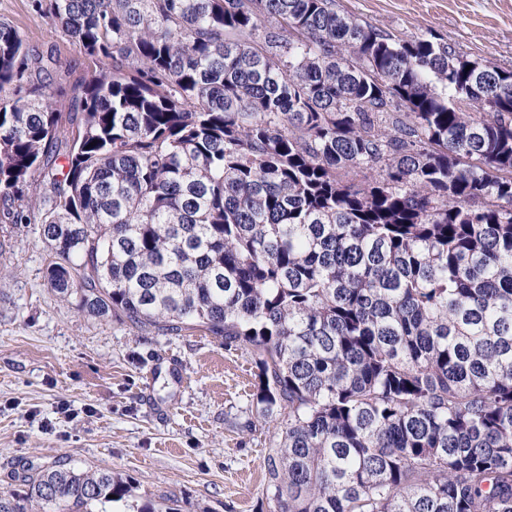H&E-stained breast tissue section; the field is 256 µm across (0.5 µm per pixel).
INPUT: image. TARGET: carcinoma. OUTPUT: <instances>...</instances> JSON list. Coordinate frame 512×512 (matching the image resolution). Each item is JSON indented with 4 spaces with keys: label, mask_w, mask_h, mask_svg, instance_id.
<instances>
[{
    "label": "carcinoma",
    "mask_w": 512,
    "mask_h": 512,
    "mask_svg": "<svg viewBox=\"0 0 512 512\" xmlns=\"http://www.w3.org/2000/svg\"><path fill=\"white\" fill-rule=\"evenodd\" d=\"M35 8L97 65L65 119L59 60L0 20L3 218L40 224L51 290L252 349L287 411L269 512H512V68L336 0ZM14 478L0 512L129 493Z\"/></svg>",
    "instance_id": "cac0c4a2"
}]
</instances>
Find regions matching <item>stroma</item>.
I'll list each match as a JSON object with an SVG mask.
<instances>
[{"label":"stroma","mask_w":512,"mask_h":512,"mask_svg":"<svg viewBox=\"0 0 512 512\" xmlns=\"http://www.w3.org/2000/svg\"><path fill=\"white\" fill-rule=\"evenodd\" d=\"M402 37L432 32L474 59L512 67V0H336ZM0 19L51 53L70 113L94 69L36 11L0 0ZM38 225L0 222V495L28 462L106 469L131 488L112 512L151 503L175 512H267L265 464L282 417L261 415L254 358L207 332L138 335L77 311L45 280Z\"/></svg>","instance_id":"stroma-1"}]
</instances>
